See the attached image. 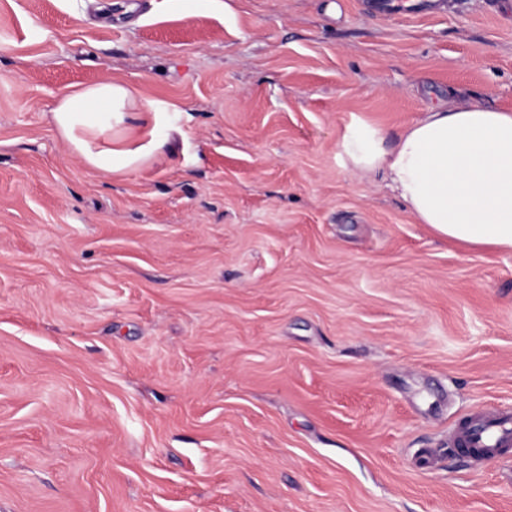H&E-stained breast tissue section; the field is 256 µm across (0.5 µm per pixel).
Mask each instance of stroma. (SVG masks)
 <instances>
[{"instance_id":"1","label":"stroma","mask_w":512,"mask_h":512,"mask_svg":"<svg viewBox=\"0 0 512 512\" xmlns=\"http://www.w3.org/2000/svg\"><path fill=\"white\" fill-rule=\"evenodd\" d=\"M0 0V512H512V251L438 238L338 142L512 110V0ZM112 76L165 140L50 122ZM433 467H419L420 450ZM148 116L153 129L161 122L160 111L151 103L139 101L137 91L126 81L109 78L64 94L53 109L55 128L72 151L88 166L104 173L130 168L153 152L163 141L112 147L118 129L126 120ZM470 418H477L479 424L461 429L459 437L482 454L479 458L495 460L512 452V411H480ZM505 448L508 450L503 452Z\"/></svg>"}]
</instances>
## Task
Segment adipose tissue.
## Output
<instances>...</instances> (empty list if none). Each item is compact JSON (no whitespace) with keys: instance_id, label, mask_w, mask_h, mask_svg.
Here are the masks:
<instances>
[{"instance_id":"ef3b65f1","label":"adipose tissue","mask_w":512,"mask_h":512,"mask_svg":"<svg viewBox=\"0 0 512 512\" xmlns=\"http://www.w3.org/2000/svg\"><path fill=\"white\" fill-rule=\"evenodd\" d=\"M143 116L161 122L160 111L119 78L64 94L52 112L72 151L104 174L132 167L162 147L156 138L114 147L119 128ZM338 148L346 166L383 182L437 236L512 250V111L452 98L429 107L394 145L358 119L345 128Z\"/></svg>"}]
</instances>
